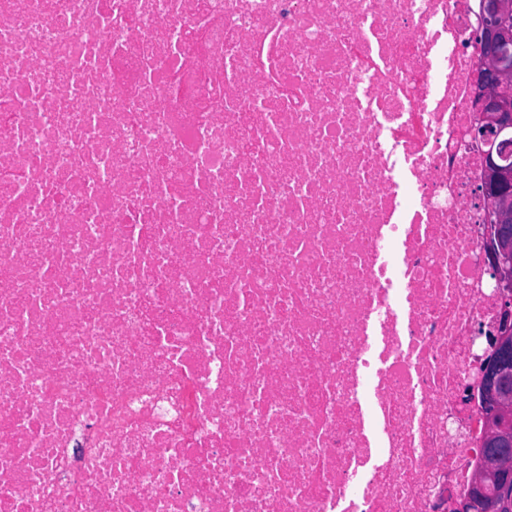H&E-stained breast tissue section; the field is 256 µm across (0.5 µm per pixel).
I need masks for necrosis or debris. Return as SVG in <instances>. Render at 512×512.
Instances as JSON below:
<instances>
[{"label":"necrosis or debris","instance_id":"necrosis-or-debris-1","mask_svg":"<svg viewBox=\"0 0 512 512\" xmlns=\"http://www.w3.org/2000/svg\"><path fill=\"white\" fill-rule=\"evenodd\" d=\"M478 13L0 0V512L468 496Z\"/></svg>","mask_w":512,"mask_h":512}]
</instances>
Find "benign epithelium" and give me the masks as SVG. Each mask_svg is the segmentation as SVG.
Segmentation results:
<instances>
[{
    "label": "benign epithelium",
    "mask_w": 512,
    "mask_h": 512,
    "mask_svg": "<svg viewBox=\"0 0 512 512\" xmlns=\"http://www.w3.org/2000/svg\"><path fill=\"white\" fill-rule=\"evenodd\" d=\"M473 39L478 54L471 74L476 116L469 134L489 145L476 194L496 216L490 276L502 291L499 324L487 336L481 384L488 454L499 470L496 497L506 504L512 501V168L499 160L504 158L502 147L512 145V63L505 58L512 45V0H481Z\"/></svg>",
    "instance_id": "1"
}]
</instances>
